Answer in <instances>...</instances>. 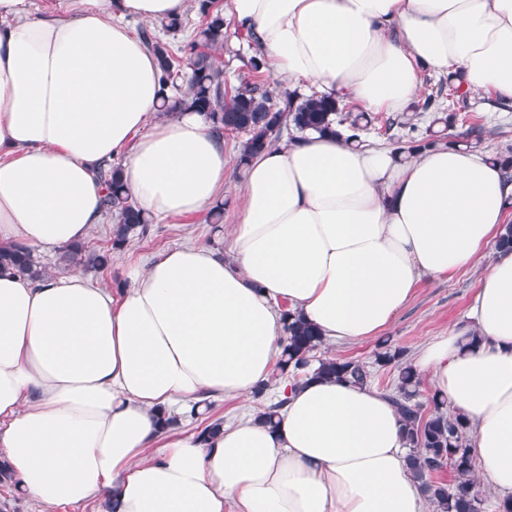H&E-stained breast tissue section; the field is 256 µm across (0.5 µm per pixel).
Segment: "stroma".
Instances as JSON below:
<instances>
[{
    "mask_svg": "<svg viewBox=\"0 0 512 512\" xmlns=\"http://www.w3.org/2000/svg\"><path fill=\"white\" fill-rule=\"evenodd\" d=\"M255 49L249 46L241 31L227 27L222 47L214 53L219 67L223 68L228 86H238L246 77V64ZM469 111L465 119L457 121L450 135L452 140H462L468 123L479 122L485 126L484 143L492 149L502 150L512 146V103L498 101L492 93L476 91L467 99ZM242 135L224 139V157L228 178L220 195L224 203V221L211 224L206 214L185 218L177 224L153 223L148 238L132 239L124 249L114 252L112 264L102 271L85 270L84 275L93 283L109 288L129 285V273L134 268H145L164 250L193 243H204L217 250H226L225 225L235 223L243 185V174L237 169ZM485 266L478 263L457 272L447 280L424 279L416 289L409 304L383 332L393 344L414 352L424 340L439 336L455 323L464 320L472 297L479 285ZM376 340H366L347 345H325L316 353L317 358H350L371 365L374 384L387 390L394 386L395 368H378L373 364Z\"/></svg>",
    "mask_w": 512,
    "mask_h": 512,
    "instance_id": "35a3bbf8",
    "label": "stroma"
}]
</instances>
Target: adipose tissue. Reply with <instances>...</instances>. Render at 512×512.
<instances>
[{
	"label": "adipose tissue",
	"instance_id": "adipose-tissue-1",
	"mask_svg": "<svg viewBox=\"0 0 512 512\" xmlns=\"http://www.w3.org/2000/svg\"><path fill=\"white\" fill-rule=\"evenodd\" d=\"M185 0H0V246L33 254L101 223L99 165L148 215L200 214L227 179L200 114L157 120L158 62L125 18ZM274 74L366 113L402 112L424 71L512 101V0H229ZM512 182L476 148L351 147L316 132L256 155L226 253L165 250L129 287L80 272L0 270V461L41 512H430L389 397L351 381H283L276 427L201 437L163 427L208 397L270 384L284 313L325 343L375 338L424 278L487 260L467 321L410 365L469 426L474 487L512 496Z\"/></svg>",
	"mask_w": 512,
	"mask_h": 512
}]
</instances>
